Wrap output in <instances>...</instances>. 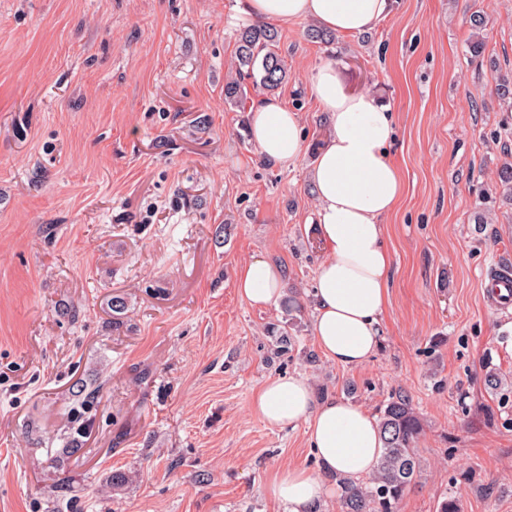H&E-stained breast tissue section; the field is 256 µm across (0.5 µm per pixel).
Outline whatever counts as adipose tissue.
I'll use <instances>...</instances> for the list:
<instances>
[{
	"instance_id": "1",
	"label": "adipose tissue",
	"mask_w": 512,
	"mask_h": 512,
	"mask_svg": "<svg viewBox=\"0 0 512 512\" xmlns=\"http://www.w3.org/2000/svg\"><path fill=\"white\" fill-rule=\"evenodd\" d=\"M390 9L391 0H246L244 12L284 26L311 20L323 29L354 35L377 27ZM309 92L330 127L311 170L317 234L325 252L316 273L314 343L329 362L360 367L380 347L381 320L390 304L393 259L383 219L405 191L389 156L394 120L389 106L371 94L347 92L329 62L313 71ZM249 116L250 139L267 160L289 168L302 159L307 144L297 112L279 98L264 97ZM282 280L279 267L254 258L238 272L235 288L248 304L270 307L280 297ZM250 408L272 428L305 426L321 467L317 473L290 467L269 483L268 496L288 512H310L327 498V475L360 478L377 467L383 442L371 413L348 399L317 398L302 375L265 381Z\"/></svg>"
}]
</instances>
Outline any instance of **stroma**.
<instances>
[{"instance_id": "35a3bbf8", "label": "stroma", "mask_w": 512, "mask_h": 512, "mask_svg": "<svg viewBox=\"0 0 512 512\" xmlns=\"http://www.w3.org/2000/svg\"><path fill=\"white\" fill-rule=\"evenodd\" d=\"M244 3L0 0V512H63V482L73 512H284L273 475L319 465L304 427H269L249 405L288 374L375 416L409 396L420 468L396 512L449 497L512 512V311L481 294L512 264V208L482 196L512 151L495 93L512 72V0H392L376 28L330 44L279 27L277 95L308 143L286 169L249 138L263 89L248 79L245 103L224 100ZM475 11L491 21L478 64ZM325 62L390 106L405 183L386 219L383 346L357 368L313 340L310 169L329 124L307 86ZM254 255L283 271L275 306L236 294ZM81 385L99 396L72 452Z\"/></svg>"}]
</instances>
